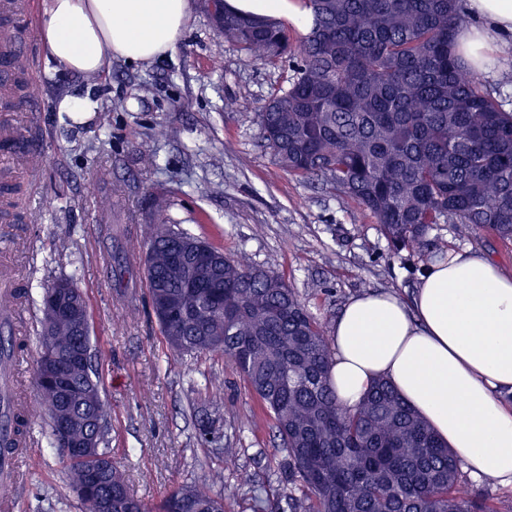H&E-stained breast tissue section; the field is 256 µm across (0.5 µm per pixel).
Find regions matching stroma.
<instances>
[{"label":"stroma","mask_w":512,"mask_h":512,"mask_svg":"<svg viewBox=\"0 0 512 512\" xmlns=\"http://www.w3.org/2000/svg\"><path fill=\"white\" fill-rule=\"evenodd\" d=\"M190 20L165 58L148 64L112 60L90 84L83 74L47 60L37 24L19 36L36 73L33 100L22 102L20 138L44 154L42 166L15 179L16 208L0 218V251L13 254L29 300L21 310L28 333L37 328L43 287L74 278L86 294L93 327L92 366L111 407L112 457L132 493L153 503L174 485L223 471L252 483L226 499L224 512H252L254 491L276 497L281 449L270 418L248 393L232 361L219 355L180 356L162 336L149 306L141 267L117 294L103 253L121 254L150 219L147 194L170 192L168 214L179 227L247 253L283 275L309 310L334 322L346 301L369 291L410 296L423 269L417 256H391L374 218L327 187L294 178L260 145L259 112L287 63L249 61L234 43L214 59L217 30L203 0H189ZM481 74L488 90L512 109V39ZM67 95L89 97L84 120L58 111ZM233 111H226V104ZM110 126H102L101 112ZM156 154L142 171L136 145ZM111 196L112 210L97 202ZM224 391V436L209 448L194 439L193 402ZM29 450L40 466L16 486L13 512H83L56 453L49 448L34 396Z\"/></svg>","instance_id":"35a3bbf8"}]
</instances>
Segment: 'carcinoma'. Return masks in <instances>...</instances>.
Instances as JSON below:
<instances>
[{"mask_svg":"<svg viewBox=\"0 0 512 512\" xmlns=\"http://www.w3.org/2000/svg\"><path fill=\"white\" fill-rule=\"evenodd\" d=\"M306 7L313 26L298 37L276 19L226 7L212 49L220 58L227 39L255 61L288 59V86L275 89L260 112L275 164L368 211L394 255L408 251L425 264L446 258L431 237L440 224L460 239L486 231L511 243L512 110L454 53L467 22L463 0H306ZM148 204L156 218L141 225L138 247L161 334L180 355L220 354L235 363L285 453L279 483L289 512H496L481 493H460L459 460L389 382H374L355 409L338 403L327 323L281 275L177 228L166 216V192L151 191ZM197 250L207 253L206 275L218 287H193ZM55 288L86 301L61 278L43 288L41 303ZM39 325L32 387L70 488L108 461V486L137 512H224V495L210 482L186 481L155 506L130 492L108 448L110 408L98 374L72 369L75 405L39 379L46 352L77 342L90 350L91 331L77 336L59 318L46 337L45 317ZM22 352L20 337L0 335V358L19 360ZM66 415L100 425L73 430L75 440L95 435V448L78 460L66 457L57 437L56 420ZM223 421L224 394L216 389L196 419L197 443L217 442ZM11 424L24 447L31 422L20 392Z\"/></svg>","mask_w":512,"mask_h":512,"instance_id":"cac0c4a2","label":"carcinoma"}]
</instances>
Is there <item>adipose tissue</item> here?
Masks as SVG:
<instances>
[{"label": "adipose tissue", "mask_w": 512, "mask_h": 512, "mask_svg": "<svg viewBox=\"0 0 512 512\" xmlns=\"http://www.w3.org/2000/svg\"><path fill=\"white\" fill-rule=\"evenodd\" d=\"M246 15L308 30L303 0H228ZM480 27L461 28L457 53L475 68L512 35V0H469ZM190 18L188 0H44L39 37L49 59L74 72L169 53ZM332 380L340 403L358 404L387 379L476 479L512 484V276L492 258L448 248L425 266L412 303L390 291L350 299L334 322Z\"/></svg>", "instance_id": "obj_1"}]
</instances>
